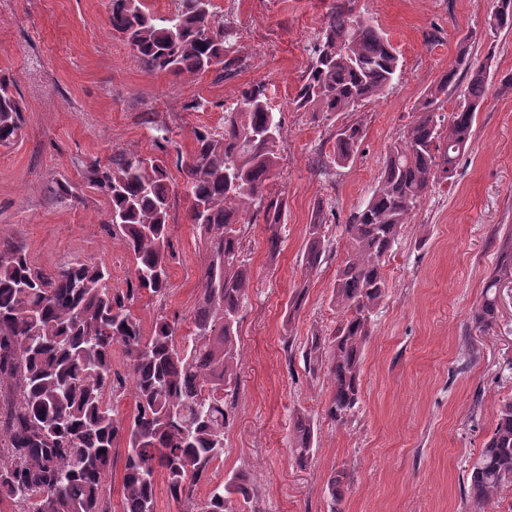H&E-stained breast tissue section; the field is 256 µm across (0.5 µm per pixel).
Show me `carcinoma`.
<instances>
[{
  "label": "carcinoma",
  "mask_w": 512,
  "mask_h": 512,
  "mask_svg": "<svg viewBox=\"0 0 512 512\" xmlns=\"http://www.w3.org/2000/svg\"><path fill=\"white\" fill-rule=\"evenodd\" d=\"M491 33L512 29V0H499ZM112 30L151 72L172 76L234 70L237 31L214 11L213 0H180L175 11L154 15L143 0H112ZM294 103L306 111L337 114L384 95L399 70L387 36L352 0H334ZM492 59L477 63L470 36L459 43L451 68L415 104L416 119L388 150L382 173L361 209L344 227L349 246L337 272L332 301L340 314L329 336L303 345L311 377L330 382L326 415L342 425L361 400L363 351L377 307L388 288L384 258L402 226L438 181L455 178L468 150L476 113L490 88ZM11 77L0 74V146L17 143L23 109ZM459 92L444 112L448 95ZM281 117L261 82L244 87L224 127L195 132L189 159L177 155L191 200L190 221L204 249L199 294L189 314L159 313L144 333L132 314L147 295L162 298L169 286L172 181L164 158L117 150L86 167L88 187L109 202L103 223L132 255L134 277L112 287L97 261H79L51 272L8 242L0 248V505L9 512H109L112 451L125 443L121 480L123 512H156L163 476L180 512H260L245 470L231 472L203 498L197 485L224 458L225 435L238 398L239 321L251 274L242 252L255 217L273 228L284 222L287 200L270 189L279 164ZM362 125L335 132L330 164L355 160ZM325 215L318 207L307 225L303 263L317 270L328 252ZM512 282V240L502 250L472 318L489 328L497 320V294ZM126 369L112 368L115 346ZM131 384L135 411L120 417L109 397ZM315 432L304 413L295 416L292 451L306 467ZM345 473L328 482L331 512H341ZM512 484V399L497 412L491 435L472 467L466 497L477 512Z\"/></svg>",
  "instance_id": "obj_1"
}]
</instances>
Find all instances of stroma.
<instances>
[{"mask_svg": "<svg viewBox=\"0 0 512 512\" xmlns=\"http://www.w3.org/2000/svg\"><path fill=\"white\" fill-rule=\"evenodd\" d=\"M332 0H214L234 23L239 66L228 76L182 78L143 67L109 23L110 0H0V71L13 76L25 127L17 145L0 147V236L22 246L37 267L104 262L117 289L133 279V260L103 219L108 201L87 187L85 166L121 149L156 154V128L170 131L182 154L194 133L224 123L246 85L262 82L282 128L272 188L285 192L283 224L250 225L244 259L251 271L240 321V391L225 454L198 496L232 471L250 473L261 512H330L327 484L346 471L344 512H472L464 486L500 404L512 398V283L498 290V318L486 330L472 319L512 231V29L490 35L496 0H355L396 47L400 76L385 95L357 111L325 115L293 99ZM471 37L476 60L493 57L489 95L454 180L436 183L403 225L385 258L388 290L363 354L361 403L347 424L325 414L327 380H311L301 355L286 358L285 339L303 346L336 326L332 290L348 247L344 226L367 201L390 145L415 120V103ZM201 108H192V101ZM363 126L353 163L316 173L346 123ZM171 209L169 290L140 299L132 312L151 329L157 312L187 314L199 288L201 244L188 220L183 173ZM80 202L62 203L57 182ZM322 208L331 246L317 272L303 265L311 213ZM278 233L280 247L267 239ZM297 313L288 302L299 288ZM317 432L314 458L291 453L294 414Z\"/></svg>", "mask_w": 512, "mask_h": 512, "instance_id": "stroma-1", "label": "stroma"}]
</instances>
